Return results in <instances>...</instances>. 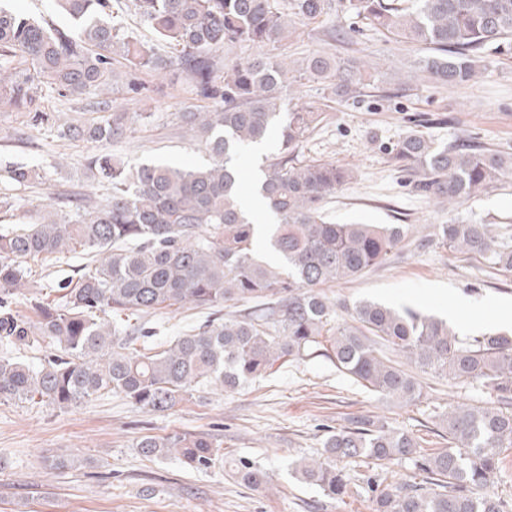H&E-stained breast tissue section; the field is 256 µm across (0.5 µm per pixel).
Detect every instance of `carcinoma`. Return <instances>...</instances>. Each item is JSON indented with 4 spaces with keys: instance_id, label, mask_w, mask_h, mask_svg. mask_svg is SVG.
<instances>
[{
    "instance_id": "cac0c4a2",
    "label": "carcinoma",
    "mask_w": 512,
    "mask_h": 512,
    "mask_svg": "<svg viewBox=\"0 0 512 512\" xmlns=\"http://www.w3.org/2000/svg\"><path fill=\"white\" fill-rule=\"evenodd\" d=\"M156 37L178 46L180 64L199 100L214 110L182 112L184 137L209 155L205 166H171L111 153L86 161L90 177L110 186L103 204L68 200L71 215L45 205L39 220L0 234V335L46 342L44 362L0 354V402L35 399L59 409L114 393L153 413L172 409L200 389L233 391L265 377L275 365L328 359L355 384L401 405L422 396L419 371L476 382L492 405L458 403L442 415L449 447L430 452L419 438L379 419L355 417L327 434L325 459L300 460L295 473L331 499L349 494L338 464L369 459L409 464L422 480L371 488L373 512H503L495 496H474L499 469L500 449L512 448V335L462 334L448 322L411 308L372 301L354 306L352 324L335 323L334 304L322 287L357 279L380 265L407 234L404 224H335L323 201L352 178L333 161H303L300 148L323 120V109L283 111V93L302 81L330 86L338 98L355 99L371 85L374 63H341L325 52L295 64L260 52L246 60L217 59L229 44L259 49L291 37L292 17L314 20L331 10L366 22L396 40L432 53L401 77L424 74L454 87L478 77V58L512 37V0H132ZM54 11L75 22L76 32L0 7V104L28 110L44 85L69 94L112 87V60L161 73L169 61L105 19L109 0H51ZM34 118L58 127L62 138L112 143L127 131L125 112L91 122H63L48 112ZM279 131V152L254 187L277 218L264 227L242 205L236 155ZM390 154L417 170V188L448 211L512 175V152L468 145L436 146L411 129ZM9 180L27 186L43 178L26 165L8 167ZM434 241L456 254L512 271V225L451 219L435 226ZM91 260L59 295L27 298L36 317L14 311L8 299L26 286L29 260L63 253ZM240 301L253 306L191 327L167 348L135 352L147 337L143 324L120 328L110 317L160 309L216 313ZM400 353L393 360L386 351ZM146 458L175 457L205 468L217 445L204 436H144ZM238 477L254 488L267 474L248 463Z\"/></svg>"
}]
</instances>
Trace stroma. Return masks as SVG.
I'll use <instances>...</instances> for the list:
<instances>
[{
	"label": "stroma",
	"instance_id": "1",
	"mask_svg": "<svg viewBox=\"0 0 512 512\" xmlns=\"http://www.w3.org/2000/svg\"><path fill=\"white\" fill-rule=\"evenodd\" d=\"M112 24L121 34L176 60L178 48L156 41L151 29L129 5L112 0ZM297 32L268 53L294 61L324 51L338 61L378 66L374 87L358 101L330 96L323 84L294 86L290 104L322 106L326 118L303 142L304 160H328L353 168L355 177L327 199L325 213L339 224H405L408 235L387 260L355 280L327 287L337 322L350 318L362 300L422 309L446 319L464 334L503 329L499 305H512V272L450 253L429 242L434 225L450 215L480 220L512 214V177L480 197L463 201L449 213L415 188L416 176L389 158L399 136L420 130L436 144L472 143L512 147V39L490 46L479 62L476 82L448 88L424 79L396 84V72L425 56L421 47L387 37L368 27H354L348 16L329 12L317 20H297ZM118 75L107 92L62 95L43 87L41 112L79 121L99 117L98 101L127 113V138L112 143L59 138L26 111L0 108V193L12 195L13 211L0 213V233L30 223L50 198L83 194L102 202L107 185L84 174L88 157L104 152L182 166L206 164L202 146L180 133L178 115L207 110L197 101L177 69L165 79L114 62ZM136 92H129V85ZM39 168L42 181L12 184L9 164ZM83 254H63L32 261L31 292L46 293L77 279L87 263ZM207 311L162 309L143 315L154 346L203 323ZM423 396L402 406L359 387L323 358L289 363L233 393L207 389L164 413H152L112 393L61 410L44 402L0 403V512H372L368 483L386 485L412 479L410 466L371 461L348 464L352 491L341 500L296 480L292 462L318 457L329 431L356 416H373L421 438L425 449L447 447L441 415L457 402L483 405L490 396L478 384L421 375ZM205 436L220 450L209 467L194 469L175 459L159 461L138 454L145 435ZM77 455L76 468L48 473L43 461L58 452ZM251 463L268 476L266 488L238 480L240 463Z\"/></svg>",
	"mask_w": 512,
	"mask_h": 512
}]
</instances>
